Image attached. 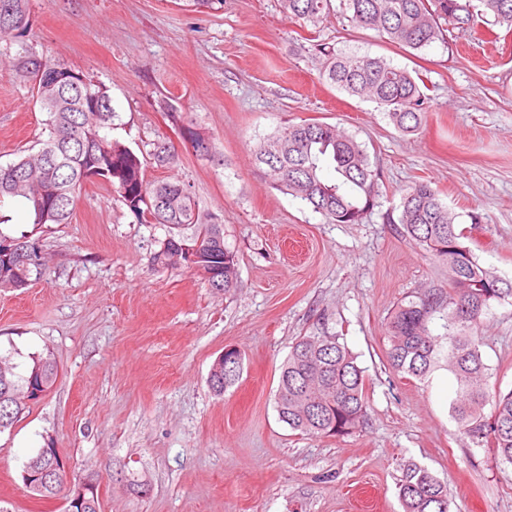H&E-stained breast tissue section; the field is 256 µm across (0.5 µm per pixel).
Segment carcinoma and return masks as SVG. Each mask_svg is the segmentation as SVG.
<instances>
[{
    "label": "carcinoma",
    "mask_w": 512,
    "mask_h": 512,
    "mask_svg": "<svg viewBox=\"0 0 512 512\" xmlns=\"http://www.w3.org/2000/svg\"><path fill=\"white\" fill-rule=\"evenodd\" d=\"M30 0H0V38H21L28 31ZM286 19L318 27L336 9L351 22L373 29L389 42L419 51L444 39L443 25L458 31L485 27L512 31V0H280ZM321 76L351 96L376 102L397 130L420 128L431 98L419 73L383 57L346 51L325 43ZM31 84L41 111L48 114V138L32 155L0 167V204L14 201L32 224H67L77 191L91 178L112 187L142 224H159L166 236L201 244L193 261L210 287H235L238 257L224 240V225L200 213L189 188L178 181L145 180L144 163L128 146L109 137L118 113L105 86L52 58L23 56L15 64ZM147 155L160 166L177 153L164 142ZM253 162L272 186L309 205L336 224H360L375 206L378 174L355 136L321 122L288 123L254 151ZM331 168L336 179L322 172ZM162 200L159 207L147 202ZM458 215L425 182L402 191L397 223L403 235L448 269V287L433 286L404 297L387 318L386 359L404 378L426 379L444 368L456 382L450 403L464 439L494 450V458L512 465V390L491 392L492 373L482 354L480 326L494 302L512 303V280L482 266ZM37 246L30 236L0 229V288H24L40 263L31 260ZM444 321L446 335L433 332ZM0 357V433L18 422L28 407L20 396L29 381L46 392L58 369L50 357H38L24 372ZM242 367L225 369L210 385L217 396L240 379ZM490 414H485L486 405ZM279 419L293 431L312 436H345L367 416L364 371L356 356L324 333L301 336L282 364L276 395ZM403 512H449L445 484L427 469L408 463L399 484Z\"/></svg>",
    "instance_id": "carcinoma-1"
}]
</instances>
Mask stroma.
<instances>
[{
  "instance_id": "stroma-1",
  "label": "stroma",
  "mask_w": 512,
  "mask_h": 512,
  "mask_svg": "<svg viewBox=\"0 0 512 512\" xmlns=\"http://www.w3.org/2000/svg\"><path fill=\"white\" fill-rule=\"evenodd\" d=\"M318 43L419 71L431 97L420 129L400 134L375 103L325 83ZM31 55L107 88L119 114L111 138L135 151L175 146L176 165L147 163L145 178L185 183L222 222L237 284L224 293L190 268H157L164 228L140 223L100 180L83 183L67 224L36 227L22 205H1L5 231L28 232L42 266L27 287L0 288V355L24 368L49 354L59 370L0 433L1 505L64 512V495L36 498L21 477L32 454L53 447L74 478L99 483L101 512H402L406 460L446 484L449 512H512V466L463 439L453 377L406 379L385 355L397 303L448 282L387 221L412 183H430L481 263L512 280V36L480 29L416 52L336 14L302 27L280 0L201 11L185 0H30V29L0 40V61ZM46 120L29 82L0 73V166L37 152ZM302 121L344 128L366 147L380 195L363 223H327L254 166L265 136ZM190 126L219 162L193 152ZM313 331L343 338L365 370L368 416L352 435H304L278 418L281 365ZM481 336L491 386L512 390V305H493ZM228 346L243 368L218 397L208 376ZM134 474L146 492L129 488Z\"/></svg>"
}]
</instances>
